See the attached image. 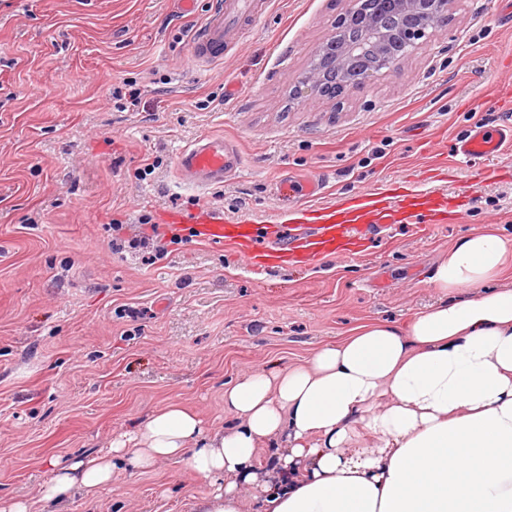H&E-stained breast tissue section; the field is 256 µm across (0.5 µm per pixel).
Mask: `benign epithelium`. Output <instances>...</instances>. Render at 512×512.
Listing matches in <instances>:
<instances>
[{
	"label": "benign epithelium",
	"mask_w": 512,
	"mask_h": 512,
	"mask_svg": "<svg viewBox=\"0 0 512 512\" xmlns=\"http://www.w3.org/2000/svg\"><path fill=\"white\" fill-rule=\"evenodd\" d=\"M456 0H349L293 87L294 99L337 97L400 64L454 18Z\"/></svg>",
	"instance_id": "1"
}]
</instances>
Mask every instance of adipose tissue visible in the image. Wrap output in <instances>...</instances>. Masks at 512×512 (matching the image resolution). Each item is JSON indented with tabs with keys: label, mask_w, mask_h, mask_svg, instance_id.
I'll list each match as a JSON object with an SVG mask.
<instances>
[{
	"label": "adipose tissue",
	"mask_w": 512,
	"mask_h": 512,
	"mask_svg": "<svg viewBox=\"0 0 512 512\" xmlns=\"http://www.w3.org/2000/svg\"><path fill=\"white\" fill-rule=\"evenodd\" d=\"M511 267L512 240L471 232L431 272L436 303L225 384L234 425L168 405L107 451L48 459L38 495L0 512L92 499L115 469L176 458L203 484L192 512H512V284L491 285Z\"/></svg>",
	"instance_id": "obj_1"
}]
</instances>
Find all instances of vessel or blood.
Returning a JSON list of instances; mask_svg holds the SVG:
<instances>
[{"label": "vessel or blood", "mask_w": 512, "mask_h": 512, "mask_svg": "<svg viewBox=\"0 0 512 512\" xmlns=\"http://www.w3.org/2000/svg\"><path fill=\"white\" fill-rule=\"evenodd\" d=\"M251 0H231L228 8L206 14L191 40L195 61L210 63L224 53L226 31L251 13ZM512 149V126L470 125L453 147L455 165L483 161L485 179L498 178V160ZM242 156L234 143L221 136H205L181 148L175 172L180 184L196 189L223 186L237 175ZM278 196L296 199L297 207L277 214L273 224H257L246 215L233 220L211 209L188 213L165 211L160 221L178 228H193L198 240L235 249L251 269L283 266L288 262L309 265L328 257L354 254L367 232L394 221L441 224L456 215L457 195H440L403 188L394 179L378 181L352 198H325L320 177L282 182Z\"/></svg>", "instance_id": "b4317fda"}]
</instances>
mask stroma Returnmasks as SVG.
<instances>
[{
	"label": "stroma",
	"instance_id": "1",
	"mask_svg": "<svg viewBox=\"0 0 512 512\" xmlns=\"http://www.w3.org/2000/svg\"><path fill=\"white\" fill-rule=\"evenodd\" d=\"M221 2L189 17L173 0H0L1 497H35L46 459L107 450L172 402L231 425L229 381L434 302L432 268L462 236L512 239V179L480 181L475 164L442 183H476L455 220L395 222L306 269L253 272L186 234L160 259L113 247L162 210L268 219L291 177L321 173L351 197L413 173L452 151L481 94L489 125L512 123V30L491 0H457L431 42L365 87L302 102L289 92L347 0H259L239 45L197 65L192 34ZM206 135L234 142L244 167L199 193L177 184L175 154ZM201 489L169 461L61 512H191Z\"/></svg>",
	"mask_w": 512,
	"mask_h": 512
}]
</instances>
